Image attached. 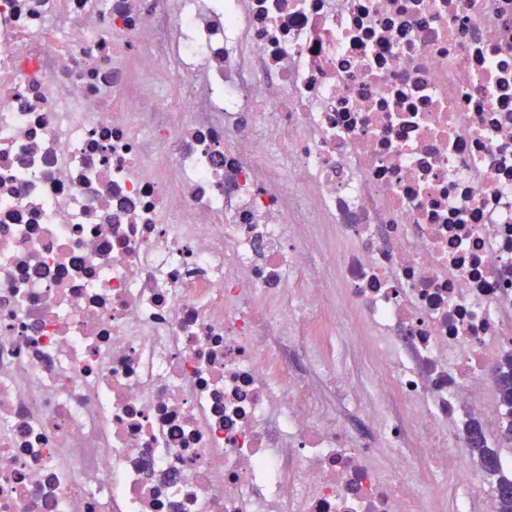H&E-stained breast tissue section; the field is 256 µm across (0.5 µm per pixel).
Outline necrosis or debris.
<instances>
[{"instance_id":"necrosis-or-debris-1","label":"necrosis or debris","mask_w":512,"mask_h":512,"mask_svg":"<svg viewBox=\"0 0 512 512\" xmlns=\"http://www.w3.org/2000/svg\"><path fill=\"white\" fill-rule=\"evenodd\" d=\"M510 353L512 0H0V512H495ZM328 301L332 306V311L336 315V309H338V314L336 319V329L341 332L346 333H358L357 322L353 317H351L345 308L342 305V299L338 294L336 288H333L329 292ZM495 371L501 379V382L497 384L499 399L503 405H509L512 408V355H508L499 362Z\"/></svg>"}]
</instances>
